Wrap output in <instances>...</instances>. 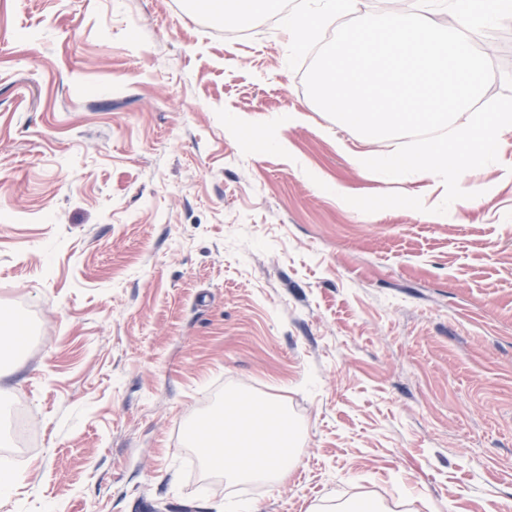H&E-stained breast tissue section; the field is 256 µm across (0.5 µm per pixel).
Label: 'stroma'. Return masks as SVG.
<instances>
[{"label":"stroma","mask_w":512,"mask_h":512,"mask_svg":"<svg viewBox=\"0 0 512 512\" xmlns=\"http://www.w3.org/2000/svg\"><path fill=\"white\" fill-rule=\"evenodd\" d=\"M252 30L0 0V311L32 329L0 377V462L26 476L0 512H512V182L473 170L483 196L441 223L338 202L445 187L354 166L338 138L390 142L344 135L287 32ZM478 43L486 98L512 94V20ZM232 394L301 426L281 485H226L188 444ZM312 512H391L381 499H352L343 502L322 503L316 505Z\"/></svg>","instance_id":"35a3bbf8"}]
</instances>
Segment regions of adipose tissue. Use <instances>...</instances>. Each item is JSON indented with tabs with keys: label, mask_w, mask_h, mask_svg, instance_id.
Wrapping results in <instances>:
<instances>
[{
	"label": "adipose tissue",
	"mask_w": 512,
	"mask_h": 512,
	"mask_svg": "<svg viewBox=\"0 0 512 512\" xmlns=\"http://www.w3.org/2000/svg\"><path fill=\"white\" fill-rule=\"evenodd\" d=\"M266 411L260 419L239 399L226 401L220 421L200 441L203 459L222 468L227 484L273 487L296 465V455L287 449L294 425L277 401H267Z\"/></svg>",
	"instance_id": "1"
}]
</instances>
